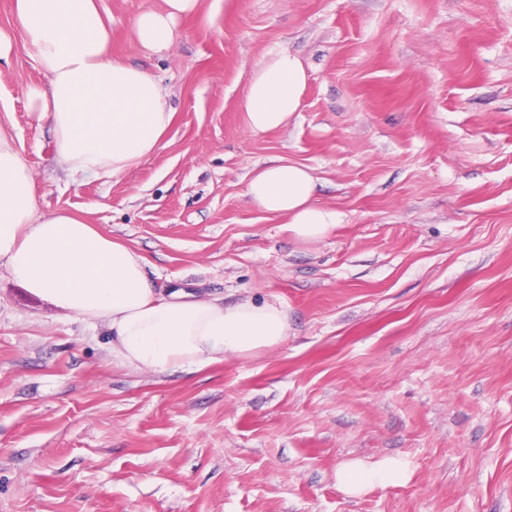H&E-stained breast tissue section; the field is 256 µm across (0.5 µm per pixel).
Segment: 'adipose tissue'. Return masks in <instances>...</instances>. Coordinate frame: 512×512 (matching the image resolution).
Wrapping results in <instances>:
<instances>
[{
  "label": "adipose tissue",
  "instance_id": "obj_1",
  "mask_svg": "<svg viewBox=\"0 0 512 512\" xmlns=\"http://www.w3.org/2000/svg\"><path fill=\"white\" fill-rule=\"evenodd\" d=\"M199 0H162L134 21L142 50L170 49L175 23L193 16ZM18 35L0 31V59L14 38L47 80L27 89L37 121L50 125L60 164L117 177L162 145L174 111L162 84L144 69L112 56L111 33L96 0H15ZM308 76L282 49L251 73L239 103L247 127L264 133L287 126L300 111ZM311 167L275 159L254 168L247 194L262 212L284 218L299 242L322 239L337 215L318 205ZM0 263L11 278L89 326L107 323L112 351L125 364L153 371H196L233 355L248 358L282 344L288 311L277 301L225 305L176 288L159 291L142 258L66 210L39 212V188L23 155L0 128ZM408 462L355 460L336 472L349 496L405 483Z\"/></svg>",
  "mask_w": 512,
  "mask_h": 512
}]
</instances>
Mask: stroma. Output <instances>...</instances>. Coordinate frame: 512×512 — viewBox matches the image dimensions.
I'll use <instances>...</instances> for the list:
<instances>
[{
  "label": "stroma",
  "instance_id": "35a3bbf8",
  "mask_svg": "<svg viewBox=\"0 0 512 512\" xmlns=\"http://www.w3.org/2000/svg\"><path fill=\"white\" fill-rule=\"evenodd\" d=\"M111 52L170 92L161 148L118 178L69 171L0 60V123L49 214L132 247L160 288L281 301L288 338L252 358L151 372L0 266V512H512V0H200L169 51L98 0ZM307 71L287 127L239 110L269 52ZM311 167L340 222L295 241L250 171ZM399 455L358 497L336 472ZM410 475L409 463L401 457H387L377 462L355 460L336 472V483L348 496H360L376 488L405 483Z\"/></svg>",
  "mask_w": 512,
  "mask_h": 512
}]
</instances>
